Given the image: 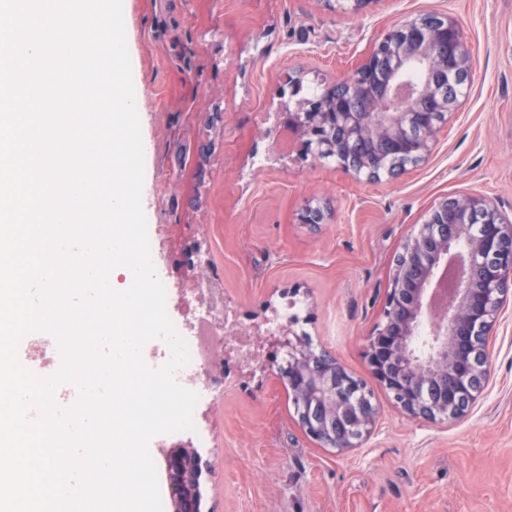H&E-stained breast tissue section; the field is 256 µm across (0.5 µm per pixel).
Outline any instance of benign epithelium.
Returning a JSON list of instances; mask_svg holds the SVG:
<instances>
[{
    "label": "benign epithelium",
    "instance_id": "7a95c632",
    "mask_svg": "<svg viewBox=\"0 0 512 512\" xmlns=\"http://www.w3.org/2000/svg\"><path fill=\"white\" fill-rule=\"evenodd\" d=\"M324 2L354 16L373 0ZM287 85L288 105L277 117L298 134L305 157L332 162L358 180L394 179L428 159L442 120L469 95L471 54L458 21L433 13L394 25L317 95L307 94L296 74ZM325 218L318 199L306 200L302 223ZM511 293L512 221L483 194L442 197L397 253L383 320L364 351L372 379L410 417L465 416L489 381L492 331ZM294 324L277 323L265 338L285 351L279 374L297 423L319 446L349 451L377 424L366 383L334 356L323 363ZM161 453L174 512H204L215 461L190 442Z\"/></svg>",
    "mask_w": 512,
    "mask_h": 512
}]
</instances>
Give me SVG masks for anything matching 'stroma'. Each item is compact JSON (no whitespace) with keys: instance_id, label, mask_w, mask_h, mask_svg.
Masks as SVG:
<instances>
[{"instance_id":"obj_1","label":"stroma","mask_w":512,"mask_h":512,"mask_svg":"<svg viewBox=\"0 0 512 512\" xmlns=\"http://www.w3.org/2000/svg\"><path fill=\"white\" fill-rule=\"evenodd\" d=\"M122 12L144 104L141 203L156 272L171 283L188 274L201 241L240 327L293 303L297 332L366 376L394 257L429 208L475 192L512 219V0H372L356 18L323 0H122ZM430 12L461 23L472 90L428 161L368 183L301 160L298 136L275 123L285 75L319 90L389 27ZM312 197L331 209L314 227L298 219ZM373 393L375 430L339 454L300 429L275 364L226 362L223 389L199 412L200 449L218 459L211 512H512V305L464 418L423 422Z\"/></svg>"}]
</instances>
